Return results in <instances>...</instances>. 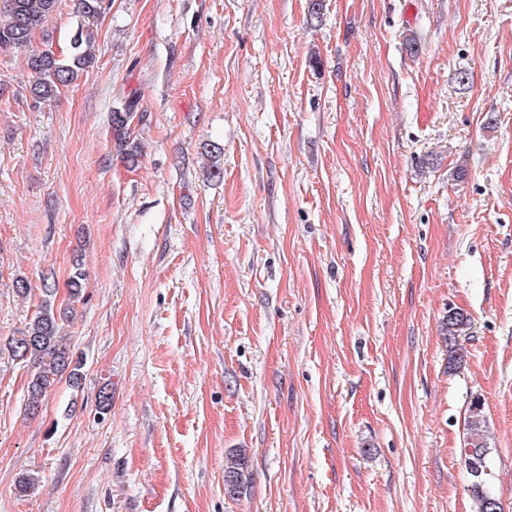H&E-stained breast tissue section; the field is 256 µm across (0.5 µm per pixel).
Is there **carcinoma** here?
<instances>
[{
  "instance_id": "obj_1",
  "label": "carcinoma",
  "mask_w": 512,
  "mask_h": 512,
  "mask_svg": "<svg viewBox=\"0 0 512 512\" xmlns=\"http://www.w3.org/2000/svg\"><path fill=\"white\" fill-rule=\"evenodd\" d=\"M60 0H0V48L26 49L34 31L58 11ZM78 12L87 20L98 19L105 10V0H77ZM96 53L93 29L79 26L70 40L66 56L43 50L28 57V66L35 75L30 93L43 103L57 96L62 86L76 81L80 74L94 67ZM146 114L138 112L137 98L130 95L121 106L110 113L112 142L117 155L130 168L139 164L141 146L137 142L134 122L145 121ZM87 284V274L80 262H75L66 282L70 297L80 298ZM468 326V318L459 311H448V365L455 368L464 361L465 351L458 337ZM13 356L34 365L36 372L27 387V409L37 412L55 377L68 373L71 386L78 388L83 379V363L62 345L58 316L50 300L42 302L32 322L19 336L8 343ZM487 422L481 404L471 403L466 422L462 454L472 451L471 458L483 462L482 473L470 480L477 512H501L500 503L488 484L489 448ZM249 478L248 458L242 449L230 454L224 466V487L228 495L240 494L247 488Z\"/></svg>"
}]
</instances>
